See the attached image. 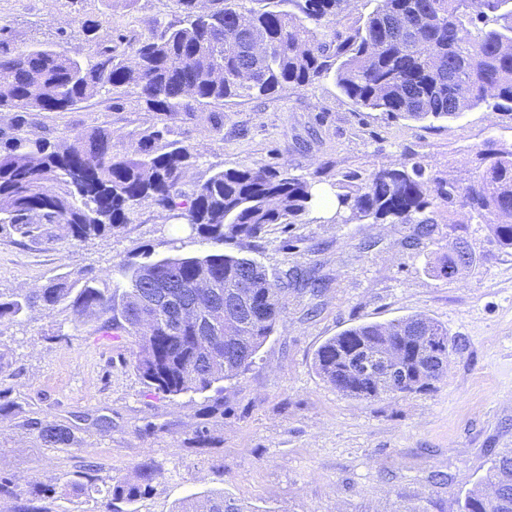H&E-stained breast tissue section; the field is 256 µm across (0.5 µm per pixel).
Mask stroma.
Returning <instances> with one entry per match:
<instances>
[{"label": "stroma", "mask_w": 512, "mask_h": 512, "mask_svg": "<svg viewBox=\"0 0 512 512\" xmlns=\"http://www.w3.org/2000/svg\"><path fill=\"white\" fill-rule=\"evenodd\" d=\"M176 14L175 0L113 9L104 0H0V27L14 41L58 45L85 62L96 42L85 40L82 22L98 23L97 42L119 38L128 51L132 38ZM97 125L123 151L145 130L171 126L196 156L189 188L228 168L284 165L329 192L337 179L394 166L407 153L431 177L463 188L479 173L486 141L512 148V115L481 105L433 123L390 119L358 110L329 77L174 120L114 89L72 112L37 113L33 131L58 143ZM434 217L435 235L416 246L409 225L337 224L321 208L261 238L226 241L224 251L255 259L269 275L310 269L327 286L316 297L288 292L254 364L216 391L150 392L132 366L134 337L61 309L0 323V390L12 402L0 414V470L21 492L0 496V512H102L112 482L133 479L146 459L156 478L121 512H178L188 500L220 495L245 512H459L460 498L486 474L490 449L512 448V249L466 211L439 206ZM453 230L473 260L446 279L435 268ZM213 249L179 212L147 203L130 223L82 241L55 226L46 238L4 229L0 294L80 275L104 287L124 263ZM416 314L447 327L457 345L430 391L366 402L317 373L314 355L326 339ZM39 420L75 425L77 445L44 447L29 427ZM89 461L100 466L97 480L74 495L71 482Z\"/></svg>", "instance_id": "stroma-1"}]
</instances>
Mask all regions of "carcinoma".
Returning a JSON list of instances; mask_svg holds the SVG:
<instances>
[{
	"mask_svg": "<svg viewBox=\"0 0 512 512\" xmlns=\"http://www.w3.org/2000/svg\"><path fill=\"white\" fill-rule=\"evenodd\" d=\"M511 1L380 0L350 24L349 0H210L205 16L197 15L196 0H175L178 19L136 39L133 64L110 45L97 48L91 65L51 46H5L0 83H9L11 94L0 96V112L13 116L10 130L0 131V228L32 236L57 225L82 240L128 223L145 201L164 211L186 208L188 223L215 245L258 238L272 224H294L317 196L311 182L285 166L217 171L187 193L182 185L195 156L168 139L167 126L143 135L131 152L114 149L112 131L104 127L72 133L79 144L73 151L22 131L34 113L68 111L110 87L130 89L145 111L171 118L195 111V102L259 98L330 74L357 107L393 119L434 122L481 104L512 112V9H505ZM241 14L249 16V33L266 43L258 61L238 30ZM477 21L482 26L473 32L469 26ZM478 160L481 173L463 189L433 180L410 155L357 183L340 180L333 221L411 224L414 236L426 238L434 232L431 208L438 200L467 210L489 225L502 248L512 249V151L490 141ZM470 259L467 241L454 238L440 275L453 277ZM120 274L110 288L79 277L53 280L39 294L0 295V323L62 304L77 320L94 316L99 330L135 337L133 366L147 388L179 395L210 390L248 369L282 317L281 296L290 288L324 287L298 270L272 278L254 260L218 250L126 263ZM202 277L211 283L214 303L199 307L192 321H173L171 310ZM212 335L224 342L210 353L200 337ZM454 350L448 328L415 315L343 330L319 347L315 367L339 393L372 401L430 390ZM28 426L49 448L76 442L71 428L55 422ZM155 477L152 462H140L134 480L109 490L105 512H117L115 501H136ZM180 512L244 510L217 496L204 505L190 501ZM459 512H512V448L492 454L482 484L460 498Z\"/></svg>",
	"mask_w": 512,
	"mask_h": 512,
	"instance_id": "obj_1",
	"label": "carcinoma"
}]
</instances>
